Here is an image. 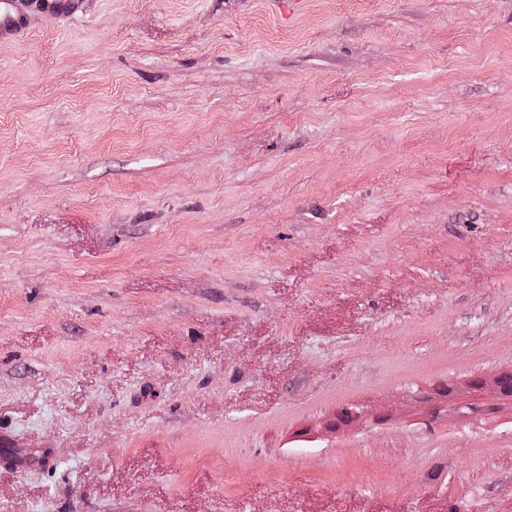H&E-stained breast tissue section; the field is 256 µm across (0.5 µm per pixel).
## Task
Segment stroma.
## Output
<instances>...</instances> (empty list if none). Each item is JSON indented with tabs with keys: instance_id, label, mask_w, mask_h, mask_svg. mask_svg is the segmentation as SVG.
Instances as JSON below:
<instances>
[{
	"instance_id": "obj_1",
	"label": "stroma",
	"mask_w": 512,
	"mask_h": 512,
	"mask_svg": "<svg viewBox=\"0 0 512 512\" xmlns=\"http://www.w3.org/2000/svg\"><path fill=\"white\" fill-rule=\"evenodd\" d=\"M510 370L512 0L0 42V512H512Z\"/></svg>"
}]
</instances>
